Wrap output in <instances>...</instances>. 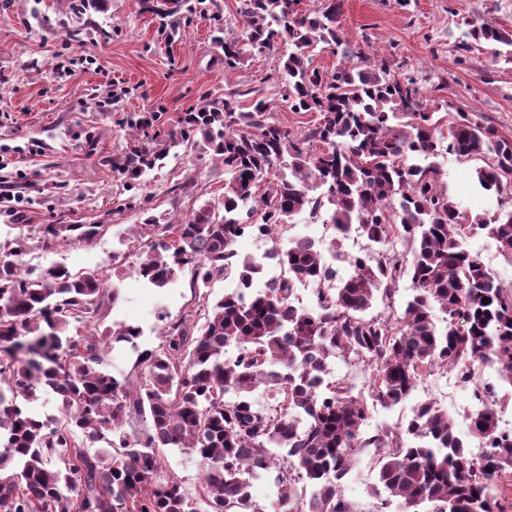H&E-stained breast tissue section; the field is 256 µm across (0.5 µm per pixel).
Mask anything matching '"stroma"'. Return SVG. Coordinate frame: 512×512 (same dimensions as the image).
Returning a JSON list of instances; mask_svg holds the SVG:
<instances>
[{
  "label": "stroma",
  "mask_w": 512,
  "mask_h": 512,
  "mask_svg": "<svg viewBox=\"0 0 512 512\" xmlns=\"http://www.w3.org/2000/svg\"><path fill=\"white\" fill-rule=\"evenodd\" d=\"M66 0H0V191L17 196L13 209L28 224H100L103 232L88 243L63 244L45 252L28 245L22 260L38 268L49 264L71 272L112 268L117 246L115 224H139L144 214L166 221L218 203L224 170L210 160L191 163L168 158L150 172L141 189L125 193L122 215L112 212L116 187L105 164L124 142L130 115L149 116L153 125L172 129L179 115L200 103L206 92L226 86L259 91L273 103L272 115L284 127L303 129L309 117L289 110L280 97L282 46L276 45L225 72L222 51L206 20L181 28L174 42L158 34L159 24L141 12L138 0H109L94 13L97 36L76 39ZM495 19L512 31V0H343L341 26L353 41L369 39L391 59L396 73L446 83L439 117L457 112L512 137V63L496 59L500 46L480 44L459 56L455 36L462 19ZM437 164L456 205L474 216L498 212V198L476 180V162L452 154ZM505 289L512 291V257L501 252L486 232L465 238ZM120 299L104 325H138V343L154 348L166 319L199 304L188 275L158 289L126 269L118 280ZM432 399L467 436L469 416L478 407L472 390L454 374L423 377L414 401ZM377 468L373 449H365L344 482L357 512H397L375 496Z\"/></svg>",
  "instance_id": "35a3bbf8"
}]
</instances>
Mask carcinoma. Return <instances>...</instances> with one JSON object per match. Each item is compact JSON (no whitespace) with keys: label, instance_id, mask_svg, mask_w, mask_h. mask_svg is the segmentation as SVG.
Masks as SVG:
<instances>
[{"label":"carcinoma","instance_id":"1","mask_svg":"<svg viewBox=\"0 0 512 512\" xmlns=\"http://www.w3.org/2000/svg\"><path fill=\"white\" fill-rule=\"evenodd\" d=\"M66 2L78 15L107 0ZM139 2L168 38L208 15L226 73L283 42L281 100L314 120L293 134L270 121L267 98L235 90L210 92L171 131L150 134L148 118L130 117L125 145L105 160L123 190L168 156L200 150L224 167V196L186 218L149 216L119 233L110 275L58 264L35 272L20 260L29 239L51 251L92 241L102 224H15L18 234L0 240V512H355L342 480L366 448L376 450L375 495L397 499L401 512H498L495 480L512 468V431L499 428L496 409L512 402V294L462 239L485 230L512 256V208L489 219L461 211L433 159L482 162L479 184L502 197L512 138L464 112L443 130L426 87L347 37L342 0L311 12L301 0H242L233 38L224 37L220 0ZM463 36L461 56L493 41L510 47L512 62V34L495 24L469 23ZM318 48L339 57L335 69L313 65ZM319 210L330 247L307 237L281 246L293 217ZM353 233L381 248L344 252ZM244 236L272 242L263 258L280 277L238 253ZM127 259L157 288L189 271L202 297L164 326L156 348H140L142 328L123 321L96 338L80 333L119 300L109 280ZM231 275L237 287L210 299ZM298 279L316 285L311 308L290 299ZM405 280L412 294L400 303ZM379 303L383 312L371 313ZM121 342L135 360L115 376L103 346ZM336 356L370 371L371 396L384 407L405 403L421 377L456 371L480 400L469 428L484 454L464 449L431 400L406 424L367 434L366 401L346 378L326 380ZM476 363L497 367L509 390L472 379ZM259 389L270 403L257 405ZM49 397L60 416L34 410ZM165 448L195 459L196 495L165 468ZM259 479L272 480L276 498L252 497Z\"/></svg>","mask_w":512,"mask_h":512}]
</instances>
